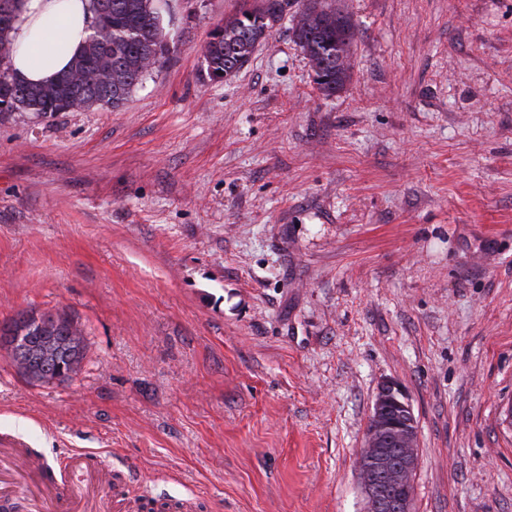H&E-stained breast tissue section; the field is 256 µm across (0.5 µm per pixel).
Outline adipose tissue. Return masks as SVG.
I'll list each match as a JSON object with an SVG mask.
<instances>
[{"mask_svg":"<svg viewBox=\"0 0 512 512\" xmlns=\"http://www.w3.org/2000/svg\"><path fill=\"white\" fill-rule=\"evenodd\" d=\"M91 0H18L10 36L12 72L44 84L69 69L91 33Z\"/></svg>","mask_w":512,"mask_h":512,"instance_id":"obj_1","label":"adipose tissue"}]
</instances>
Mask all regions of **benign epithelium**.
I'll return each instance as SVG.
<instances>
[{"label": "benign epithelium", "instance_id": "benign-epithelium-1", "mask_svg": "<svg viewBox=\"0 0 512 512\" xmlns=\"http://www.w3.org/2000/svg\"><path fill=\"white\" fill-rule=\"evenodd\" d=\"M403 387L387 380L374 396L359 464L365 512H412L410 477L417 466L418 427Z\"/></svg>", "mask_w": 512, "mask_h": 512}]
</instances>
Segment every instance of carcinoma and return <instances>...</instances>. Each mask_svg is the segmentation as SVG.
<instances>
[{
    "label": "carcinoma",
    "instance_id": "obj_1",
    "mask_svg": "<svg viewBox=\"0 0 512 512\" xmlns=\"http://www.w3.org/2000/svg\"><path fill=\"white\" fill-rule=\"evenodd\" d=\"M92 33L68 71L49 84H26L10 68L8 51L0 52V101L12 112H68L118 108L134 88L166 62L167 43L161 12L163 0H93ZM16 0H0V47L11 45L10 30ZM286 0H262L258 8L224 21L214 31L204 52V74L211 80L227 78L250 60L256 47L283 13ZM292 33L306 54L320 92L330 97L345 89L352 78L351 58L357 28L352 15L337 0H303L293 17ZM104 67L110 79L99 83L87 75ZM37 345L49 336L57 345L58 362L79 369L84 357V331L65 313L22 314L0 326V343L18 330Z\"/></svg>",
    "mask_w": 512,
    "mask_h": 512
}]
</instances>
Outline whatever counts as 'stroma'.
Segmentation results:
<instances>
[{
  "label": "stroma",
  "mask_w": 512,
  "mask_h": 512,
  "mask_svg": "<svg viewBox=\"0 0 512 512\" xmlns=\"http://www.w3.org/2000/svg\"><path fill=\"white\" fill-rule=\"evenodd\" d=\"M169 0L166 63L116 109L0 112V323L65 312L73 381L0 348V436L121 477L107 512H364L379 384L418 426L413 512H512V0H343L318 90L288 5ZM259 8L242 12L214 30L204 52V74L210 80L232 76L250 60L283 13L288 1L262 0Z\"/></svg>",
  "instance_id": "1"
}]
</instances>
